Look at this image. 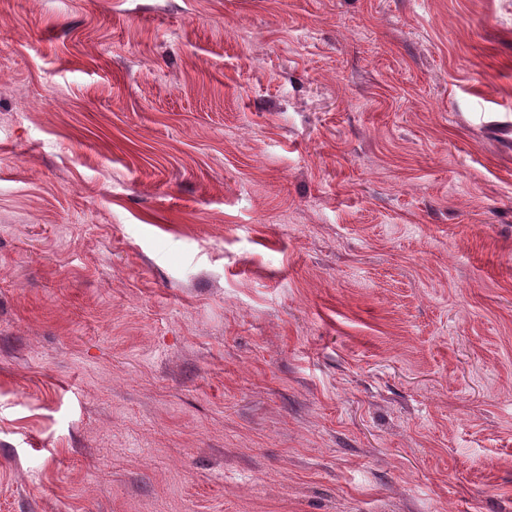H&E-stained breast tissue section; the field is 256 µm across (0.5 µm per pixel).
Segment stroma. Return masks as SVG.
<instances>
[{"instance_id": "obj_1", "label": "stroma", "mask_w": 512, "mask_h": 512, "mask_svg": "<svg viewBox=\"0 0 512 512\" xmlns=\"http://www.w3.org/2000/svg\"><path fill=\"white\" fill-rule=\"evenodd\" d=\"M0 512H512V0H0Z\"/></svg>"}]
</instances>
